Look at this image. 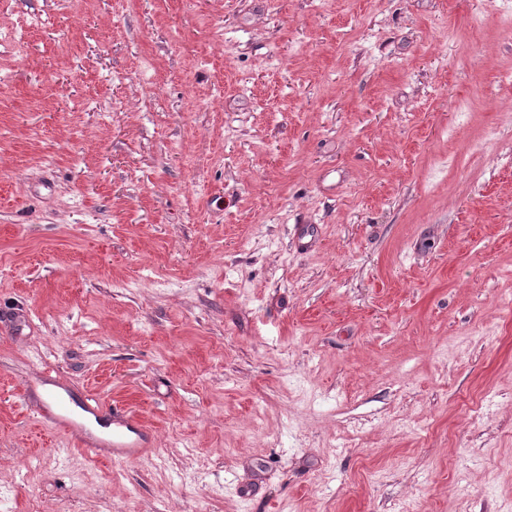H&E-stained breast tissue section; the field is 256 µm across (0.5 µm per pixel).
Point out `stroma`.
<instances>
[{"label":"stroma","instance_id":"35a3bbf8","mask_svg":"<svg viewBox=\"0 0 512 512\" xmlns=\"http://www.w3.org/2000/svg\"><path fill=\"white\" fill-rule=\"evenodd\" d=\"M510 18L0 0V512H512ZM112 425L121 428L112 432V456L130 458L139 453L143 448L148 437L146 426L133 418L129 414H118L112 419ZM52 421L56 427H58L61 430L71 432L73 435L77 436L80 441L88 448H85L89 450L91 453H94L96 456H101L104 458H109L110 453L105 448H100L105 446L102 442L97 441H88L87 439L83 438L79 435L77 430H82V426L72 419H70L67 416L61 415V414H54Z\"/></svg>","mask_w":512,"mask_h":512}]
</instances>
